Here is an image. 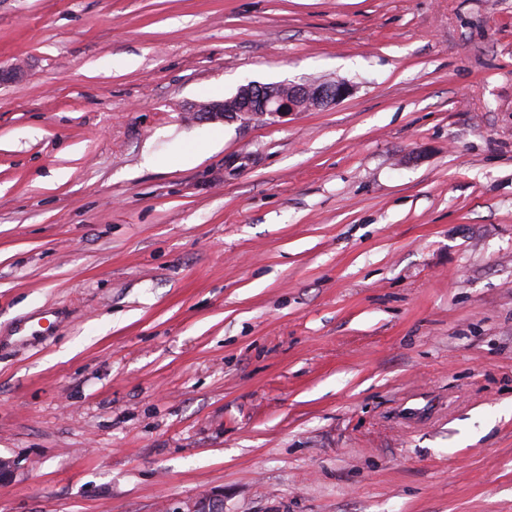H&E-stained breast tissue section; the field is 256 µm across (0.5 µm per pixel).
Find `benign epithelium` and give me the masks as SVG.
Here are the masks:
<instances>
[{
	"label": "benign epithelium",
	"mask_w": 512,
	"mask_h": 512,
	"mask_svg": "<svg viewBox=\"0 0 512 512\" xmlns=\"http://www.w3.org/2000/svg\"><path fill=\"white\" fill-rule=\"evenodd\" d=\"M348 93L349 86L344 82L277 85L252 82L241 86L229 99L203 105L200 112L207 118L220 116L231 121L284 118L294 112L329 107ZM18 472L15 461L0 458V486L14 481ZM223 508L224 491L210 488L176 512H221Z\"/></svg>",
	"instance_id": "benign-epithelium-1"
}]
</instances>
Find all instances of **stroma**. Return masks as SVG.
<instances>
[{"mask_svg":"<svg viewBox=\"0 0 512 512\" xmlns=\"http://www.w3.org/2000/svg\"><path fill=\"white\" fill-rule=\"evenodd\" d=\"M1 67L0 512H512V0H0ZM348 93L349 86L344 82L277 85L252 82L241 86L229 99L204 104L199 112L206 118L224 116L231 121L284 118L294 112L335 105ZM224 508V491L210 488L175 512H219Z\"/></svg>","mask_w":512,"mask_h":512,"instance_id":"stroma-1","label":"stroma"}]
</instances>
